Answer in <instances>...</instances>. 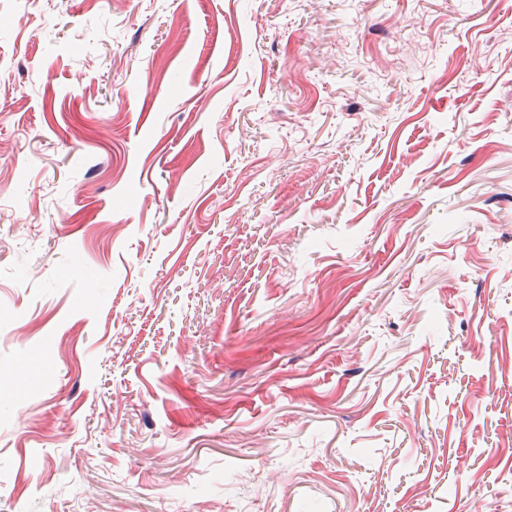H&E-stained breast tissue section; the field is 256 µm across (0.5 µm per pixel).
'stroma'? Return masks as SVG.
Returning <instances> with one entry per match:
<instances>
[{"instance_id":"obj_1","label":"stroma","mask_w":512,"mask_h":512,"mask_svg":"<svg viewBox=\"0 0 512 512\" xmlns=\"http://www.w3.org/2000/svg\"><path fill=\"white\" fill-rule=\"evenodd\" d=\"M0 512H512V0H0Z\"/></svg>"}]
</instances>
